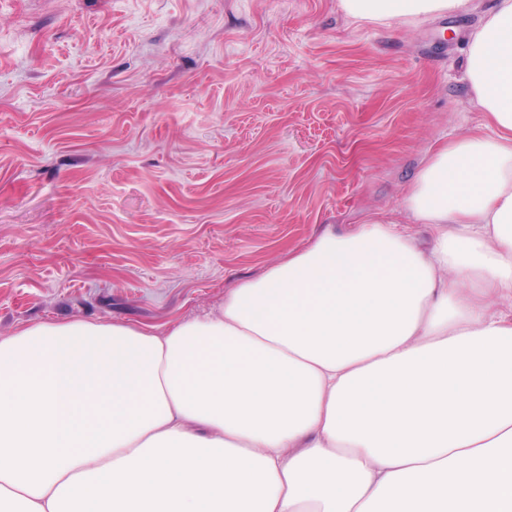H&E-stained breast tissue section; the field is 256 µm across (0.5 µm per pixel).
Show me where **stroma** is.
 Instances as JSON below:
<instances>
[{"mask_svg": "<svg viewBox=\"0 0 512 512\" xmlns=\"http://www.w3.org/2000/svg\"><path fill=\"white\" fill-rule=\"evenodd\" d=\"M490 0L414 26L337 0H0V336L163 327L327 228L400 217Z\"/></svg>", "mask_w": 512, "mask_h": 512, "instance_id": "35a3bbf8", "label": "stroma"}]
</instances>
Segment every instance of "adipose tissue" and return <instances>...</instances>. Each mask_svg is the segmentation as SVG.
Returning <instances> with one entry per match:
<instances>
[{
	"mask_svg": "<svg viewBox=\"0 0 512 512\" xmlns=\"http://www.w3.org/2000/svg\"><path fill=\"white\" fill-rule=\"evenodd\" d=\"M473 0H338L415 25ZM483 127L403 197L166 328L0 336V512H512V0L464 49Z\"/></svg>",
	"mask_w": 512,
	"mask_h": 512,
	"instance_id": "obj_1",
	"label": "adipose tissue"
}]
</instances>
